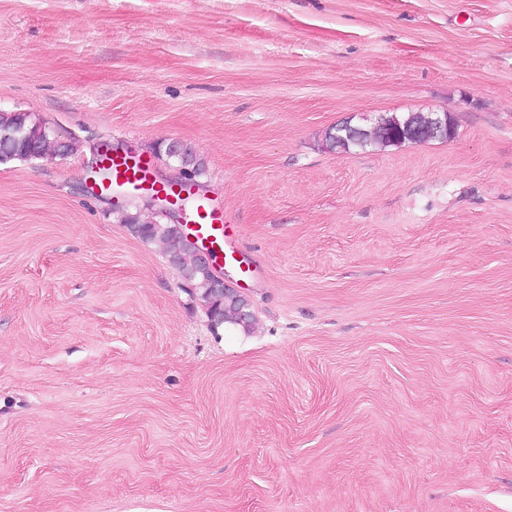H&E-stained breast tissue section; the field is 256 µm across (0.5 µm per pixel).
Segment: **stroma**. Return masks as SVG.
<instances>
[{
  "label": "stroma",
  "instance_id": "stroma-1",
  "mask_svg": "<svg viewBox=\"0 0 512 512\" xmlns=\"http://www.w3.org/2000/svg\"><path fill=\"white\" fill-rule=\"evenodd\" d=\"M0 110L82 144L0 163V512H512V0H0ZM173 140L250 330L83 189ZM412 113L414 114V123L422 125L424 124L429 112H408L402 115H384L382 118L383 125L376 129L374 137L369 145H374V147L379 148L398 145L395 139L400 137L399 135H401V130H399L397 125L394 123V119L396 118L402 124L404 119ZM448 118L452 122L454 132L456 133L455 124L452 117L448 115V112L431 111L427 124L424 127L413 125L411 123V117H409L405 122L402 136H406L413 140L418 138H438L443 141L450 140L454 136L451 137L453 135V129ZM333 132H331V136L336 141L335 144L331 142V139L329 137V132L326 134V146L329 150L335 151L337 149H341V151L344 152H350L355 149H364L367 146H355V145H349L344 148L336 147L337 143H357V142H363L365 139H367L368 134L372 128L368 129L361 125H351L350 122H346L343 125L335 126L331 128ZM169 144H166L164 155L169 162L177 166V176L171 178L170 181L181 183L185 181L184 173L193 175L198 179L206 172V163L194 150L189 149L178 153H172L168 150ZM182 168V170L180 169Z\"/></svg>",
  "mask_w": 512,
  "mask_h": 512
}]
</instances>
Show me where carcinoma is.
<instances>
[{"label": "carcinoma", "instance_id": "carcinoma-1", "mask_svg": "<svg viewBox=\"0 0 512 512\" xmlns=\"http://www.w3.org/2000/svg\"><path fill=\"white\" fill-rule=\"evenodd\" d=\"M408 114L385 115L383 125L379 126L371 144L379 148L397 145L400 130L394 120L404 121ZM80 141L74 137L61 145L55 138V129L41 118H34L27 112L0 111V151L15 159L26 160L38 151H61L73 154L79 150ZM167 160L181 168L184 173L200 178L206 172V163L194 150L178 153L164 150ZM119 222L129 233L148 243L158 242L165 247V254H177L179 272L191 293L200 297L205 303L211 326L217 328L225 323L250 330L253 321L240 316L241 306L247 300L238 297L226 299L220 303L213 301L212 288L216 287L214 273L197 258L194 246L189 243L177 227L168 222L147 221L143 218L142 208L126 209L119 215Z\"/></svg>", "mask_w": 512, "mask_h": 512}]
</instances>
